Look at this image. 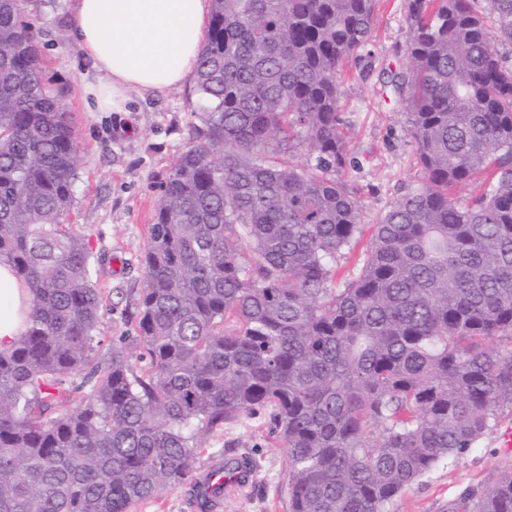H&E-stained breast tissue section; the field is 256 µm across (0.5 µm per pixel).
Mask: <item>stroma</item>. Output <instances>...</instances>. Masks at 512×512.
<instances>
[{"mask_svg":"<svg viewBox=\"0 0 512 512\" xmlns=\"http://www.w3.org/2000/svg\"><path fill=\"white\" fill-rule=\"evenodd\" d=\"M72 0H28L25 20L41 47L47 85L74 118L80 157L74 203L65 221L86 235L94 254L92 282L105 302L96 332L102 348L133 335L136 303L145 286L141 259L153 222L154 181L185 150L196 122L192 83L158 95L131 90L120 112L87 111L82 88L96 82L76 46ZM408 0H379L368 44L344 70L341 112L346 166L340 177L354 193L365 228L336 257V287L354 277L372 224L422 181L404 107L392 82L409 67ZM199 471L231 458H246L253 477L224 490L221 512H291L288 450L262 416L226 423L201 434ZM512 469V449L496 437L439 462L393 499L388 512H458L464 489L479 488Z\"/></svg>","mask_w":512,"mask_h":512,"instance_id":"stroma-1","label":"stroma"}]
</instances>
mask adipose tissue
Segmentation results:
<instances>
[{
	"mask_svg": "<svg viewBox=\"0 0 512 512\" xmlns=\"http://www.w3.org/2000/svg\"><path fill=\"white\" fill-rule=\"evenodd\" d=\"M210 0H73L72 34L101 77L89 105L114 111L128 89L158 94L188 82L202 50ZM15 278L0 264V350L23 328Z\"/></svg>",
	"mask_w": 512,
	"mask_h": 512,
	"instance_id": "1",
	"label": "adipose tissue"
}]
</instances>
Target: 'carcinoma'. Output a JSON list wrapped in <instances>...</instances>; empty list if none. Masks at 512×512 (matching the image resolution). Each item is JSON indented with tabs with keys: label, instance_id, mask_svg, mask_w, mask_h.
Instances as JSON below:
<instances>
[{
	"label": "carcinoma",
	"instance_id": "carcinoma-1",
	"mask_svg": "<svg viewBox=\"0 0 512 512\" xmlns=\"http://www.w3.org/2000/svg\"><path fill=\"white\" fill-rule=\"evenodd\" d=\"M211 2L137 336L100 358L92 248L63 223L73 118L43 81L26 0H0V264L31 295L0 351V512H135L194 481L200 431L257 414L288 448L292 512H386L512 409V67L477 0H408L395 91L423 182L342 288L333 262L362 220L336 178L339 87L377 0ZM488 3L512 44V0ZM460 509L512 512V470Z\"/></svg>",
	"mask_w": 512,
	"mask_h": 512
}]
</instances>
